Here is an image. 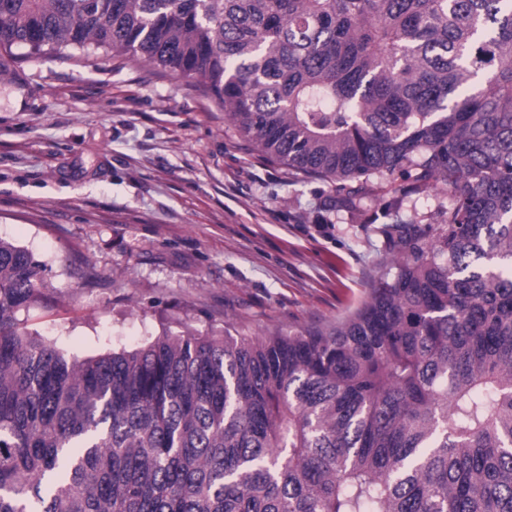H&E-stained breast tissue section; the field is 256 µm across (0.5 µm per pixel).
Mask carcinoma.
I'll return each mask as SVG.
<instances>
[{
    "instance_id": "obj_1",
    "label": "carcinoma",
    "mask_w": 512,
    "mask_h": 512,
    "mask_svg": "<svg viewBox=\"0 0 512 512\" xmlns=\"http://www.w3.org/2000/svg\"><path fill=\"white\" fill-rule=\"evenodd\" d=\"M88 44L345 204L454 203L383 227L334 326L82 359L19 327L45 268L0 239V512H512V0H0V66Z\"/></svg>"
}]
</instances>
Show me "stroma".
Wrapping results in <instances>:
<instances>
[{
    "label": "stroma",
    "mask_w": 512,
    "mask_h": 512,
    "mask_svg": "<svg viewBox=\"0 0 512 512\" xmlns=\"http://www.w3.org/2000/svg\"><path fill=\"white\" fill-rule=\"evenodd\" d=\"M12 52L0 239L45 264L47 288L17 319L65 355L328 327L395 274L381 227L439 224L452 203L395 175L342 205L334 185L266 160L184 78L89 48Z\"/></svg>",
    "instance_id": "stroma-1"
}]
</instances>
